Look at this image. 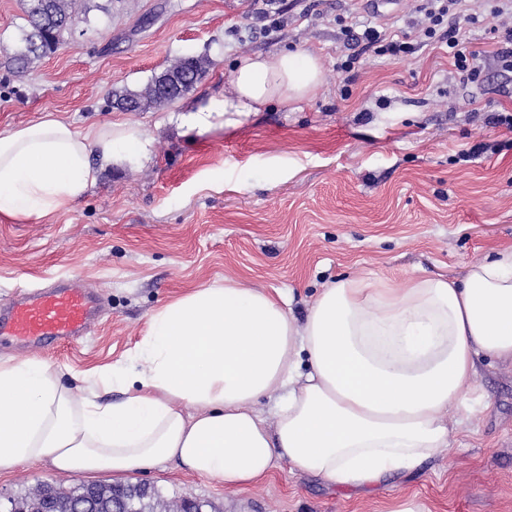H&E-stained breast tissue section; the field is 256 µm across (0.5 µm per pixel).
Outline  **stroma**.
Returning <instances> with one entry per match:
<instances>
[{
    "mask_svg": "<svg viewBox=\"0 0 512 512\" xmlns=\"http://www.w3.org/2000/svg\"><path fill=\"white\" fill-rule=\"evenodd\" d=\"M416 6L374 12L363 0H81L72 35L23 72L9 69L23 0H0V134L51 114L81 134L139 124L149 153L101 169L68 211L17 221L0 214V306L21 290L72 278L106 302L95 329L56 347L0 346V358L44 361L81 389L91 370L127 364L152 312L202 284L238 279L279 295L302 317L323 285L345 276L403 285L415 269L462 276L512 249V72L495 50L512 16L460 22L482 53L479 81L462 80L445 44L400 59L361 51L345 25L396 34ZM308 52L323 85L274 103L236 129L187 130L185 111L224 91L244 54ZM211 63L185 96L138 112L114 92L143 87L171 62ZM480 407L452 448L416 471L341 490L276 461L261 482L229 489L165 463L123 475L215 512H394L406 497L427 512H512V366L485 358ZM28 462L0 476V501L40 483H109Z\"/></svg>",
    "mask_w": 512,
    "mask_h": 512,
    "instance_id": "35a3bbf8",
    "label": "stroma"
}]
</instances>
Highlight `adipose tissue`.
<instances>
[{
  "mask_svg": "<svg viewBox=\"0 0 512 512\" xmlns=\"http://www.w3.org/2000/svg\"><path fill=\"white\" fill-rule=\"evenodd\" d=\"M322 83L314 54L243 55L228 92L183 123L203 134L218 116L234 129ZM143 147L137 126L83 136L50 115L0 134V214L68 210L97 178L92 156L112 164ZM483 356L512 365V250L459 279L337 280L300 321L263 289L201 285L152 313L129 366L90 372L81 394L40 360H0V475L31 461L115 475L174 461L236 488L285 457L339 489L374 486L451 446ZM103 386L124 399L100 403Z\"/></svg>",
  "mask_w": 512,
  "mask_h": 512,
  "instance_id": "1",
  "label": "adipose tissue"
}]
</instances>
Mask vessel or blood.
I'll return each instance as SVG.
<instances>
[{
    "mask_svg": "<svg viewBox=\"0 0 512 512\" xmlns=\"http://www.w3.org/2000/svg\"><path fill=\"white\" fill-rule=\"evenodd\" d=\"M100 318L99 297L80 287L29 288L0 308V342L50 346L89 335Z\"/></svg>",
    "mask_w": 512,
    "mask_h": 512,
    "instance_id": "vessel-or-blood-1",
    "label": "vessel or blood"
}]
</instances>
